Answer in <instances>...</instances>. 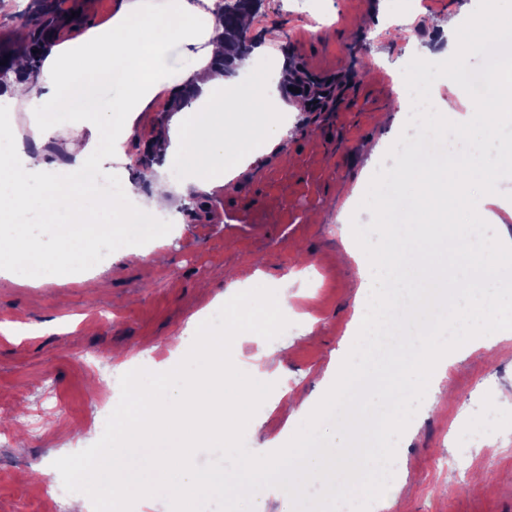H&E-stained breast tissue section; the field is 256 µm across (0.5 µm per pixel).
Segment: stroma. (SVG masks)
<instances>
[{
  "mask_svg": "<svg viewBox=\"0 0 512 512\" xmlns=\"http://www.w3.org/2000/svg\"><path fill=\"white\" fill-rule=\"evenodd\" d=\"M383 0H263L259 25L280 28L285 71L304 81L328 79L330 94L309 112L290 118L299 133L275 146L239 173L223 194L190 198L175 210L153 259L130 263L121 245L101 251L90 245L89 262L62 267L52 279L0 278V415L24 421L23 432L0 434V512H50L42 495L54 476L71 477L72 458L91 455L106 470L103 445L111 434L94 422L98 387L113 366L112 353L148 350L168 377L187 378L193 368L194 339L188 323L213 300L222 299L235 272L244 266L268 279L294 277L300 296L291 304L301 320L275 329L261 342L236 337L223 345L225 361L248 362L257 346L273 351L288 387L312 395L332 360H343L351 342L354 271L338 259L340 229L359 221L361 211L385 210L387 173L399 146L422 145L423 127L439 120L430 101L425 122L400 111L389 70L408 72V104L425 98L430 84L458 77V60L428 71L416 48L436 39V17L458 0H421L409 25L383 13ZM332 16L325 30L312 31L317 15ZM396 121L380 126L379 112ZM384 141V150L367 159V141ZM360 186V210L343 208L342 186ZM88 276L107 280L89 293ZM316 320L307 326L306 317ZM432 314L396 325V344L373 346L380 359L367 379L371 389L355 429L340 433L328 415L312 425L311 453L356 441L376 451L375 437L387 421V388L400 349L409 348L420 324ZM453 396L447 407L422 408L411 400L417 426L389 437L398 450L396 495L384 512H512V407L494 420L486 412L497 391L512 386V342L487 355L456 356L449 369ZM254 427L237 437L238 453L201 447L194 465L236 481L246 453L278 438L288 414L257 403Z\"/></svg>",
  "mask_w": 512,
  "mask_h": 512,
  "instance_id": "stroma-1",
  "label": "stroma"
}]
</instances>
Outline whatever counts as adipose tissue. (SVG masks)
Masks as SVG:
<instances>
[{
  "mask_svg": "<svg viewBox=\"0 0 512 512\" xmlns=\"http://www.w3.org/2000/svg\"><path fill=\"white\" fill-rule=\"evenodd\" d=\"M214 3L160 0L152 6L147 0H115L108 24L74 37L53 36L35 78L9 79L0 101L22 106L30 123L24 131L16 121L0 122V277L17 278L27 268L48 277L78 248L125 238L131 185L122 184L116 202L91 200L105 174L101 148H108L117 164L145 153L158 158L159 176L136 218L149 224L169 215L177 197L223 193L234 176L295 136L286 114L308 111V101L298 97L284 103L270 72L260 67L280 46V31L263 30L261 43L236 62L240 79H231ZM478 47L486 62L470 69L465 91L452 87L437 96L441 112L458 116L452 131L436 128L422 149L405 152L389 175L408 212L403 231L395 232L382 217L343 228L342 258L357 270L348 332L358 359L341 361L326 373L318 398L289 395L283 403L288 427L278 452L253 457L248 479L230 483L194 467L191 457L195 448L217 441L234 451V432L251 425L249 409L265 396L272 352L261 348L250 363L223 365L222 339L203 315L193 322L196 364L184 385H172L142 367L137 356L124 354L128 399L113 410V434L104 453L127 489L149 502L200 490L248 500L261 485L278 493L271 477L288 470L300 474L306 486L321 488L337 512H357L365 501L384 508L369 473L392 471L395 449L374 458L352 444L309 458L310 432L304 424L342 401L360 380L369 344L391 336V305L408 288L416 290L406 310L410 316L450 296L462 303L457 351H489L512 341V282L499 274L504 258L512 256V237L466 240L455 219L464 212L470 223L487 229L512 223V200L498 191L500 182L512 177V143L501 139L503 126L512 123V27ZM184 97L191 98V106L172 111L166 132L141 143L136 130L151 119L154 102ZM70 127L76 133L69 135L62 160H51L46 143ZM448 137L472 146L473 156L440 159ZM476 179L483 184L477 202L470 194ZM31 215L51 225L54 251H47L32 230ZM375 227L383 231L384 247L373 254L368 245ZM371 263L385 273L377 314L366 306ZM261 276L253 271L248 288L225 294V333L262 336L288 308L293 295L287 288L270 286L256 294ZM444 332L443 324L423 325L402 354V375L413 379L417 396L448 393L450 360L437 345ZM133 455L139 468L131 472L127 464Z\"/></svg>",
  "mask_w": 512,
  "mask_h": 512,
  "instance_id": "adipose-tissue-1",
  "label": "adipose tissue"
}]
</instances>
